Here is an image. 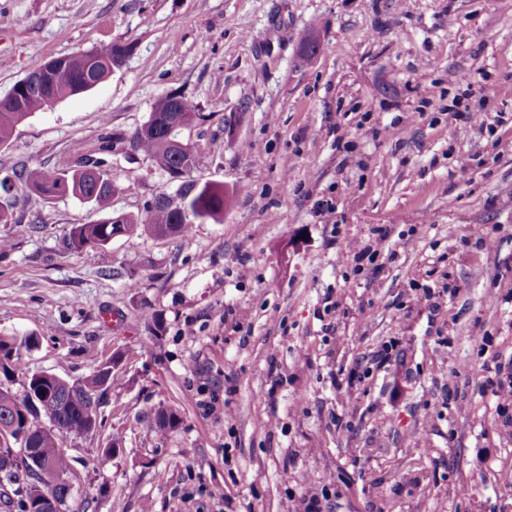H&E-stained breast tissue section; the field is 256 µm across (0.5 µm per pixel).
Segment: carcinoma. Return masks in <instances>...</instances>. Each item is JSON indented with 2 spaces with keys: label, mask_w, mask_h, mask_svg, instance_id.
I'll return each instance as SVG.
<instances>
[{
  "label": "carcinoma",
  "mask_w": 512,
  "mask_h": 512,
  "mask_svg": "<svg viewBox=\"0 0 512 512\" xmlns=\"http://www.w3.org/2000/svg\"><path fill=\"white\" fill-rule=\"evenodd\" d=\"M112 73V62L99 56L96 51L78 52L68 55L57 72L53 83V94L29 93L21 97L23 111L0 110V146L8 143L17 126L32 114L50 107L49 99L59 102L69 96L89 90ZM153 112H173L190 128L204 120L189 101L179 95H168L159 100ZM134 136L139 138L137 151L147 159L165 163L174 162L182 169V189L194 191L193 211L182 213L177 207L169 208L153 204L145 217L127 214L123 223L112 222L107 217L94 224H81L71 228L66 245L72 250H81L88 245L104 246L112 241V232L123 236L149 234L161 236H187L191 233L197 215L218 219L224 215V203L228 194L224 185L206 183L193 190L192 173L199 166V151L194 148L173 160V152L165 133L151 127L141 126ZM119 140L104 134L89 147L79 146L76 152L85 161L81 167H71L60 172L33 169L26 175L25 184L47 199L75 196L106 209L112 193L105 188L109 181L103 167L107 158L116 154ZM37 344V337L0 335V352L4 357L20 356L21 350L29 351ZM122 377L115 371L108 377L95 373L81 381H69L58 376L33 373L27 377L26 392L22 399L10 391L0 390V425L9 422L17 425L12 434H24V446L31 449L33 459L48 458L53 468L37 476L33 485L21 494L22 512H39L35 499L45 492L54 498L56 512H64L69 494L63 492L60 478L67 477L70 459L63 448V439L77 437L90 432L96 425L97 409L103 394L121 384ZM48 419L51 427L38 424L40 417Z\"/></svg>",
  "instance_id": "carcinoma-1"
}]
</instances>
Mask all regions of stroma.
<instances>
[{
    "instance_id": "35a3bbf8",
    "label": "stroma",
    "mask_w": 512,
    "mask_h": 512,
    "mask_svg": "<svg viewBox=\"0 0 512 512\" xmlns=\"http://www.w3.org/2000/svg\"><path fill=\"white\" fill-rule=\"evenodd\" d=\"M116 42L0 173L69 168L177 94L206 117L193 180L231 199L185 237L74 251L177 183L138 153L109 159L105 212L0 190V335L39 338L0 387L125 355L63 443L69 512H512V0H0V96Z\"/></svg>"
}]
</instances>
